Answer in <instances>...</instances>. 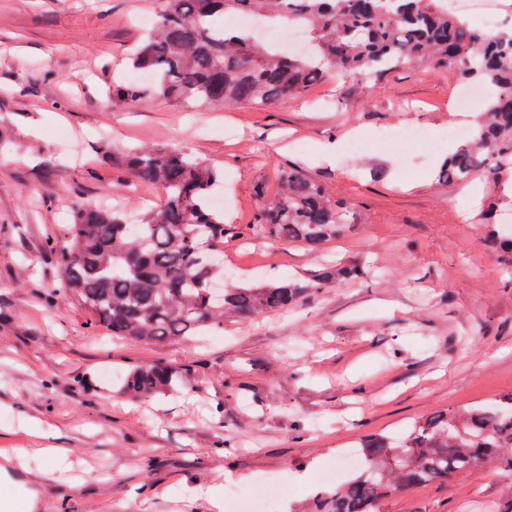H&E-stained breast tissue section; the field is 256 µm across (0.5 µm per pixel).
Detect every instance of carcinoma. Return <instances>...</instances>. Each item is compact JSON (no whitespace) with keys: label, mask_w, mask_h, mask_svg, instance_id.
I'll return each instance as SVG.
<instances>
[{"label":"carcinoma","mask_w":512,"mask_h":512,"mask_svg":"<svg viewBox=\"0 0 512 512\" xmlns=\"http://www.w3.org/2000/svg\"><path fill=\"white\" fill-rule=\"evenodd\" d=\"M238 14L306 28L308 55H287L246 30L224 26ZM133 65L152 72L154 82L117 85L113 101L275 105L338 75L373 88L399 67L446 69L465 85L492 86L493 93L483 99L471 140L448 156L438 178L465 182L479 174L493 185L512 180V27L489 38L448 13L442 0H163ZM112 163L153 187L159 203L136 224L122 211L77 206L66 243H47L59 271L47 299L76 303L93 315L92 326L116 339L163 345L217 334L226 317L250 321L361 274L339 266L305 280L233 285L215 301L208 285L224 279V263L212 261L202 245L222 251L225 239L242 233L211 205L223 173L180 146L134 148L112 154ZM352 221L347 204L290 168L279 173L278 193L259 210L255 227L317 249ZM485 241L512 267L511 235L491 224ZM183 378V369L158 359L133 367L121 388L145 399L175 389ZM360 448L366 471L321 489L302 512H378L391 491L488 464L512 473V394L417 420L400 437H366Z\"/></svg>","instance_id":"obj_1"}]
</instances>
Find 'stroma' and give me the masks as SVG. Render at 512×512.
Masks as SVG:
<instances>
[{"label":"stroma","mask_w":512,"mask_h":512,"mask_svg":"<svg viewBox=\"0 0 512 512\" xmlns=\"http://www.w3.org/2000/svg\"><path fill=\"white\" fill-rule=\"evenodd\" d=\"M159 0H0V512H215L264 477L288 503L312 497L323 466L368 434L512 393V272L483 244V177L438 179L459 83L421 65L367 90L342 79L266 108L113 101ZM426 137L386 146L393 128ZM358 131L368 152L323 159ZM108 152H101V143ZM179 144L224 173V219L253 223L281 170L298 169L350 204L354 222L311 251L254 230L229 238L224 268L243 285L336 265L361 278L286 311L228 322L219 335L162 346L102 336L81 307L46 303L57 282L49 240L75 204L155 205L112 164L141 145ZM164 359L176 390L129 399L117 379ZM229 447H222V440ZM512 474L482 468L396 490L379 512H481L507 503Z\"/></svg>","instance_id":"obj_1"}]
</instances>
